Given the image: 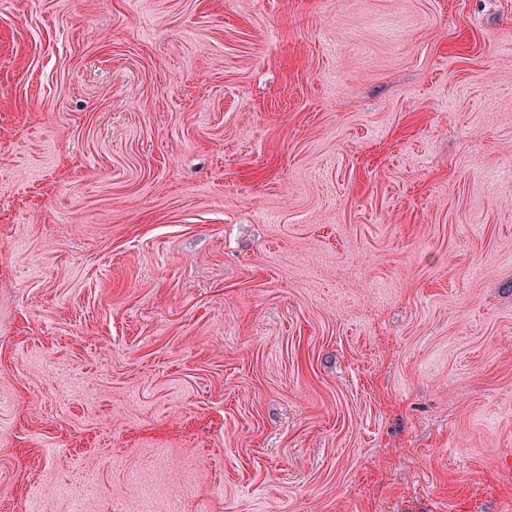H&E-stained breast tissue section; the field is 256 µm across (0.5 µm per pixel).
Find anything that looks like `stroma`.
I'll list each match as a JSON object with an SVG mask.
<instances>
[{"label":"stroma","instance_id":"stroma-1","mask_svg":"<svg viewBox=\"0 0 512 512\" xmlns=\"http://www.w3.org/2000/svg\"><path fill=\"white\" fill-rule=\"evenodd\" d=\"M512 512V0H0V512Z\"/></svg>","mask_w":512,"mask_h":512}]
</instances>
